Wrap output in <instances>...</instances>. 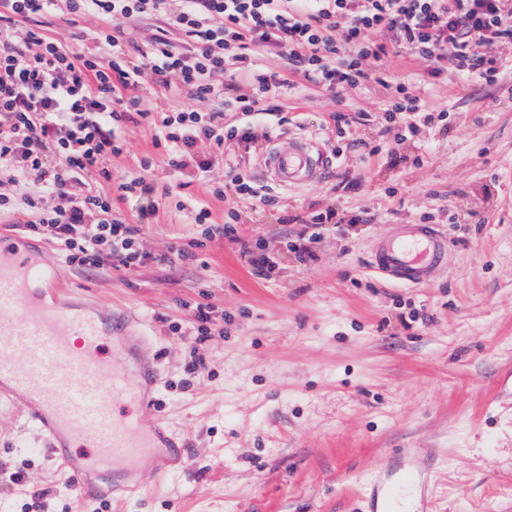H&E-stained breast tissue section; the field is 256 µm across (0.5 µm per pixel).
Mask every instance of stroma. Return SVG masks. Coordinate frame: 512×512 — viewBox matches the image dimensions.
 <instances>
[{
  "label": "stroma",
  "mask_w": 512,
  "mask_h": 512,
  "mask_svg": "<svg viewBox=\"0 0 512 512\" xmlns=\"http://www.w3.org/2000/svg\"><path fill=\"white\" fill-rule=\"evenodd\" d=\"M502 85L450 75L422 88L447 125L396 140L382 107L385 82H417L425 66L394 59L383 82L332 96L302 79L283 86L281 117H266L280 148L300 137L325 150L329 111L366 112L354 138L394 143L403 161L351 154L315 182L270 186L275 206L242 210L235 239L193 245L195 203L215 222L225 204L210 193L227 171H176L154 131L130 124L113 176L154 161L146 197L120 201L125 217L156 206L145 227V263L126 269L63 265L76 294L104 311L140 317L159 356L158 403L145 413L184 443L182 463L153 472L142 495L83 509L59 479L48 440L18 404L0 400V507L5 512H369V496L391 457L414 448L427 478L428 512H512V44ZM332 205L369 211V224H324L315 257L297 246L293 215ZM443 227L450 259L428 284L401 285L374 273L372 240L424 219ZM268 257L254 269L242 246ZM212 338L198 341L197 306ZM203 364L192 367V357ZM19 474L9 482L10 474Z\"/></svg>",
  "instance_id": "35a3bbf8"
}]
</instances>
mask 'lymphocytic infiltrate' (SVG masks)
I'll list each match as a JSON object with an SVG mask.
<instances>
[{
	"mask_svg": "<svg viewBox=\"0 0 512 512\" xmlns=\"http://www.w3.org/2000/svg\"><path fill=\"white\" fill-rule=\"evenodd\" d=\"M167 2L0 0V172L25 190L20 200L0 193V214H20V226L53 241L68 264L128 268L143 258L140 239L157 211L130 220L114 199L151 192L153 161H142L141 176L113 179L109 161L123 152L122 125L151 126L169 166L203 174L222 158L225 139L260 143L253 124L225 128L223 105L272 115L291 78L355 89L401 55L426 63L427 84L450 72L494 84L504 66L500 48L512 42V0H180L174 10ZM67 14L96 16L94 37L111 55L47 35V25ZM153 17L148 50L127 54L133 26ZM260 50L284 60V71L258 65ZM228 71L246 75L250 92L226 98ZM146 74L178 106L159 114L147 107L137 93ZM384 110L401 124L448 119L446 110H424L417 87L403 82L391 85ZM213 194L229 207L217 224L207 204L194 205L191 222L204 238L233 237L240 204L275 201L238 173Z\"/></svg>",
	"mask_w": 512,
	"mask_h": 512,
	"instance_id": "1",
	"label": "lymphocytic infiltrate"
}]
</instances>
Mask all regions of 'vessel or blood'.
Instances as JSON below:
<instances>
[{
  "label": "vessel or blood",
  "mask_w": 512,
  "mask_h": 512,
  "mask_svg": "<svg viewBox=\"0 0 512 512\" xmlns=\"http://www.w3.org/2000/svg\"><path fill=\"white\" fill-rule=\"evenodd\" d=\"M264 164L271 183L287 188L316 181L327 156L301 137L266 153ZM370 257L379 272L420 286L446 262L448 237L436 224H407L399 234L377 237ZM61 286L58 264L45 261L27 237L0 232V398L21 401L83 502L136 494L140 485L125 477L145 457L183 460L181 443L163 422L142 420L160 383L157 360L137 343L115 353L111 334L125 331V312L106 321L47 300V291ZM420 480V473L403 470L398 482L373 491L371 512H395L402 487Z\"/></svg>",
  "instance_id": "obj_1"
}]
</instances>
